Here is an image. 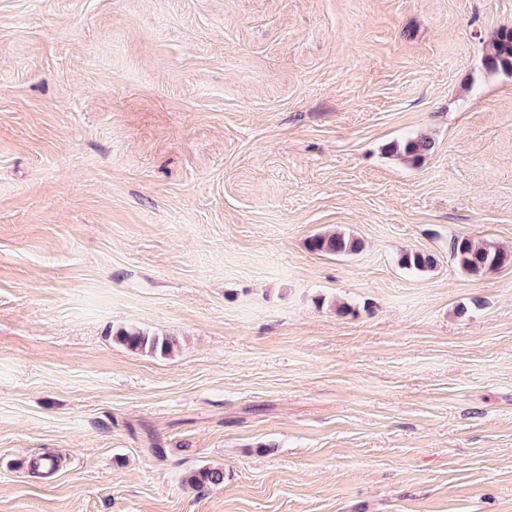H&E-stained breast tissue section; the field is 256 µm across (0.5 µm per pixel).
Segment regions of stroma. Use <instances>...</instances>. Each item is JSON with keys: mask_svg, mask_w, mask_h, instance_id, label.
Here are the masks:
<instances>
[{"mask_svg": "<svg viewBox=\"0 0 512 512\" xmlns=\"http://www.w3.org/2000/svg\"><path fill=\"white\" fill-rule=\"evenodd\" d=\"M504 25L512 0H0V512H512V266L448 258L512 249ZM334 229L362 249L309 250ZM483 53L489 69L512 71V26H502L484 43ZM431 148V142L424 138L415 137L404 143H395L390 147L391 153L409 159L413 163H417ZM448 257L464 273L480 276L512 264V251L464 235L448 239ZM112 339L131 351H145L169 355L177 346V340L173 336H163L151 333L142 328L130 326L122 328L112 334ZM186 481L193 489H204L224 482V470L219 467H204L192 471Z\"/></svg>", "mask_w": 512, "mask_h": 512, "instance_id": "stroma-1", "label": "stroma"}]
</instances>
